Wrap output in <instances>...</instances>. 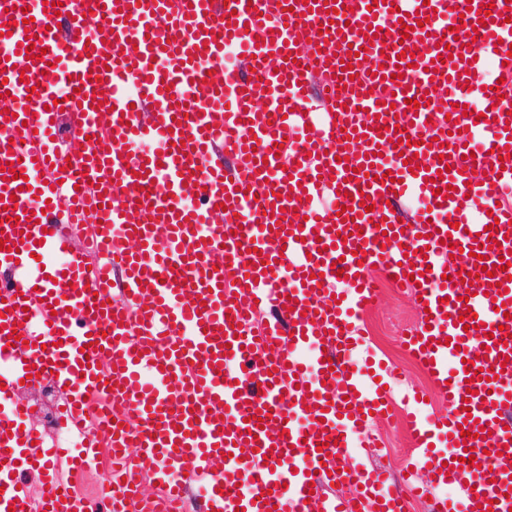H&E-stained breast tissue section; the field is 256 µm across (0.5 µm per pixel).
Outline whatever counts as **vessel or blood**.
<instances>
[{"mask_svg": "<svg viewBox=\"0 0 512 512\" xmlns=\"http://www.w3.org/2000/svg\"><path fill=\"white\" fill-rule=\"evenodd\" d=\"M292 3L0 0V512L94 508L28 425L36 374L96 425L70 470L117 464L104 512L147 474L150 512L200 482L208 512H409L431 484L462 491L432 512H512V0ZM378 270L430 311L405 342L449 409L415 396L429 479L402 491L341 459L384 452L386 371L351 357Z\"/></svg>", "mask_w": 512, "mask_h": 512, "instance_id": "b4317fda", "label": "vessel or blood"}]
</instances>
